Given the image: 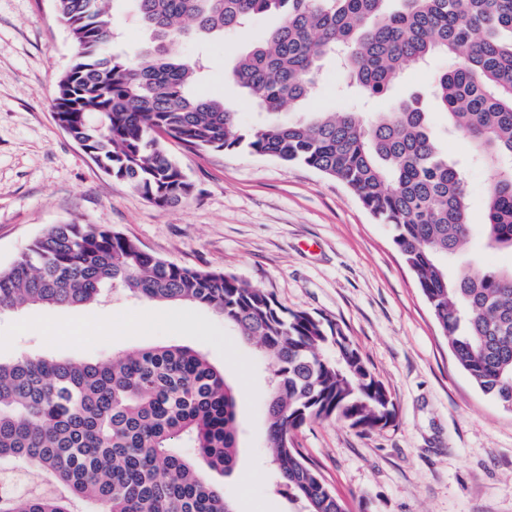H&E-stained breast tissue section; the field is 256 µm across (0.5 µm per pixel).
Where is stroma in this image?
I'll use <instances>...</instances> for the list:
<instances>
[{
	"instance_id": "stroma-1",
	"label": "stroma",
	"mask_w": 512,
	"mask_h": 512,
	"mask_svg": "<svg viewBox=\"0 0 512 512\" xmlns=\"http://www.w3.org/2000/svg\"><path fill=\"white\" fill-rule=\"evenodd\" d=\"M112 51L138 57L149 34L131 0H111ZM279 16L256 18L249 33H225L184 55H203L202 90L223 98L246 121H264L229 72L273 30ZM73 44L54 0H0V266L53 224L86 221L120 229L170 262L219 268L264 289L288 308L337 322L396 405L393 423L371 432L329 419L293 435L349 512H512V411L484 395L456 364L448 340L395 249L341 182L316 169L246 150L170 154L194 185L184 203L161 209L102 172L58 125L56 82ZM410 66L386 95L368 103L346 96L344 77L324 62L308 112H386L424 98L433 131L465 162L471 221L483 223L493 171L470 160L472 147L449 131L426 96L433 69ZM80 327L67 336L68 325ZM176 344L205 352L238 390L240 460L232 476L207 472L236 512H287L266 466L264 365L252 344L222 317L183 303L108 295L70 308L30 306L0 315V359L21 355L98 361L134 346Z\"/></svg>"
}]
</instances>
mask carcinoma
<instances>
[{
  "label": "carcinoma",
  "instance_id": "cac0c4a2",
  "mask_svg": "<svg viewBox=\"0 0 512 512\" xmlns=\"http://www.w3.org/2000/svg\"><path fill=\"white\" fill-rule=\"evenodd\" d=\"M152 45L114 55L110 0H55L75 51L57 82L58 124L103 171L161 209L194 186L168 140L193 149H246L314 168L346 185L380 224L416 278L457 364L512 410V270L449 268L474 230L466 178L413 103L389 112H304L321 61L336 58L347 85L385 94L412 64L451 66L432 93L473 156L495 171L480 230L512 250V0H132ZM280 25L241 55L237 84L263 108L242 121L198 89L199 62L173 52L187 38L244 31L255 17ZM298 112L284 121L285 109ZM179 301L224 318L258 348L272 384L265 445L276 486L299 512H345L293 433L342 420L363 431L396 406L358 348L331 319L294 311L224 270L178 265L101 224H55L0 266V312L82 306L104 290ZM183 448L196 449L186 457ZM237 400L224 371L179 345L132 347L104 361L20 356L0 360V461L16 460L69 496L0 483V512H234L203 473L238 466Z\"/></svg>",
  "mask_w": 512,
  "mask_h": 512
}]
</instances>
